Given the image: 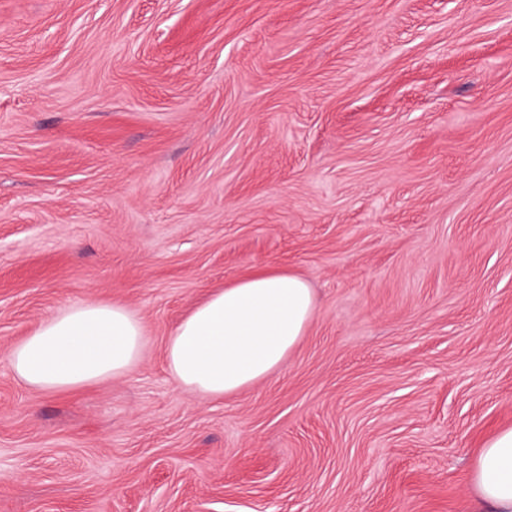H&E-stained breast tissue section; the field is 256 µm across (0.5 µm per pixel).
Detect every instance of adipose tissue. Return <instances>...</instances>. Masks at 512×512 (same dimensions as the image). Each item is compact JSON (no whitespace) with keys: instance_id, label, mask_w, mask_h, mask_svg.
Returning <instances> with one entry per match:
<instances>
[{"instance_id":"obj_1","label":"adipose tissue","mask_w":512,"mask_h":512,"mask_svg":"<svg viewBox=\"0 0 512 512\" xmlns=\"http://www.w3.org/2000/svg\"><path fill=\"white\" fill-rule=\"evenodd\" d=\"M315 310L300 276L261 271L217 289L172 330L170 375L214 400L235 395L281 366L305 335ZM144 326L127 306L85 300L45 319L8 355L12 373L39 390H69L130 372ZM470 512H512V428L482 448Z\"/></svg>"}]
</instances>
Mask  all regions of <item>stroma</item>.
I'll return each mask as SVG.
<instances>
[{
  "label": "stroma",
  "mask_w": 512,
  "mask_h": 512,
  "mask_svg": "<svg viewBox=\"0 0 512 512\" xmlns=\"http://www.w3.org/2000/svg\"><path fill=\"white\" fill-rule=\"evenodd\" d=\"M310 285L217 401L170 331L254 269ZM141 362L27 387L84 301ZM512 428V0H0V512H467ZM143 338V323L127 306L85 300L45 319L12 348L8 364L32 388L76 389L130 372Z\"/></svg>",
  "instance_id": "35a3bbf8"
}]
</instances>
